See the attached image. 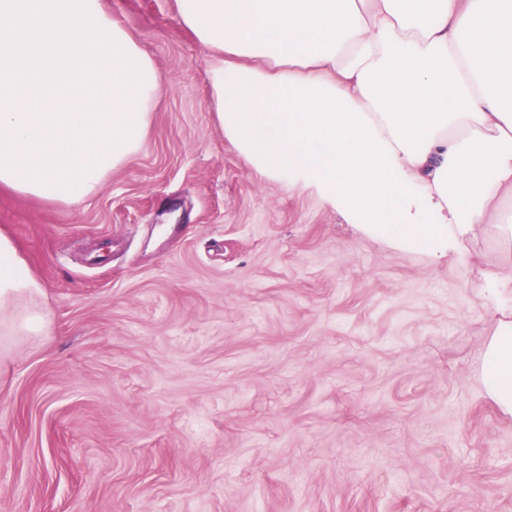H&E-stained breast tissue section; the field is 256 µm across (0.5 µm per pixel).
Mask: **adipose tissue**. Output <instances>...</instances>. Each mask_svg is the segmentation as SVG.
<instances>
[{"label":"adipose tissue","instance_id":"ef3b65f1","mask_svg":"<svg viewBox=\"0 0 512 512\" xmlns=\"http://www.w3.org/2000/svg\"><path fill=\"white\" fill-rule=\"evenodd\" d=\"M212 57L208 106L264 178L363 231L467 258L512 242V0H176ZM160 73L101 0H0V191L95 195L144 150ZM44 286L0 232V360L49 335ZM512 414V319L480 350Z\"/></svg>","mask_w":512,"mask_h":512}]
</instances>
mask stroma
Returning a JSON list of instances; mask_svg holds the SVG:
<instances>
[{
    "label": "stroma",
    "mask_w": 512,
    "mask_h": 512,
    "mask_svg": "<svg viewBox=\"0 0 512 512\" xmlns=\"http://www.w3.org/2000/svg\"><path fill=\"white\" fill-rule=\"evenodd\" d=\"M164 81L91 198L0 192L50 336L0 362V512H512L480 282L258 178L175 0H101Z\"/></svg>",
    "instance_id": "stroma-1"
}]
</instances>
